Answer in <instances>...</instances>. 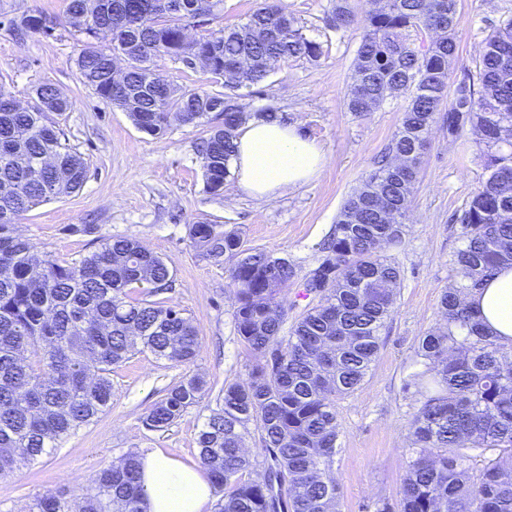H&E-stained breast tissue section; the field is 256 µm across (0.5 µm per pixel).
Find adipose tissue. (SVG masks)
<instances>
[{"mask_svg":"<svg viewBox=\"0 0 512 512\" xmlns=\"http://www.w3.org/2000/svg\"><path fill=\"white\" fill-rule=\"evenodd\" d=\"M231 170L238 189L258 200L316 178L325 157L297 125L253 118L236 132ZM467 307L500 343L512 344V267L497 269L482 288L469 295ZM148 512H206L213 494L208 469L192 466L161 451L141 459Z\"/></svg>","mask_w":512,"mask_h":512,"instance_id":"obj_1","label":"adipose tissue"}]
</instances>
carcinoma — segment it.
I'll use <instances>...</instances> for the list:
<instances>
[{
  "label": "carcinoma",
  "mask_w": 512,
  "mask_h": 512,
  "mask_svg": "<svg viewBox=\"0 0 512 512\" xmlns=\"http://www.w3.org/2000/svg\"><path fill=\"white\" fill-rule=\"evenodd\" d=\"M180 2L174 12L169 0H68L64 24L85 37L75 61L80 84L143 132L162 136L212 113L224 118L200 148L204 190L218 198L235 130L251 118L281 119L273 107L245 111L237 91L254 93L273 61H319L323 46L282 0H262L246 22L190 39L184 21L201 10L215 15L223 0ZM457 15L458 0H366L359 13L350 0H335L328 27L360 30L348 111L362 115L398 97L405 106L391 161L345 200L311 270L343 263L321 293L288 259L243 248L236 231L189 227L194 246L229 264L235 330L254 358L245 380L219 390L197 435L199 461L222 493L218 512H338L336 403L359 388L380 350L401 282L399 266L381 251L402 243L416 174L445 104L448 136L476 129L488 175L461 216L463 246L451 259L460 279L441 296L443 323L419 337L405 383L415 408L399 500H380L375 512H512V347L487 334L464 303L493 269L512 265V17L484 40L476 73L454 82ZM9 24L32 34L58 26L36 11ZM430 31L426 45L410 40ZM117 56L126 62L120 96L112 83ZM158 56L188 69L203 57L213 82L230 69L237 78L229 92L182 90L157 80ZM33 99L17 107L0 92V476L62 447L97 418L112 401V368L130 356L187 365L200 349L179 310L128 295L134 284L154 294L172 287L169 267L142 241L106 239L59 261L16 232L25 212L76 192L86 176L84 158L49 118L69 109L66 95L44 83ZM298 280L307 285L303 297L317 302L290 324L288 288ZM206 386L198 374L172 383L146 426H171ZM252 434L266 454L256 478L246 448ZM139 458L127 453L69 500L38 495L28 512H146Z\"/></svg>",
  "instance_id": "carcinoma-1"
}]
</instances>
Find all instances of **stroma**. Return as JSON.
I'll return each mask as SVG.
<instances>
[{
	"label": "stroma",
	"mask_w": 512,
	"mask_h": 512,
	"mask_svg": "<svg viewBox=\"0 0 512 512\" xmlns=\"http://www.w3.org/2000/svg\"><path fill=\"white\" fill-rule=\"evenodd\" d=\"M309 35L322 42L318 62L277 63L260 93L244 97L247 111L273 106L299 123L324 152L316 180L280 197L261 201L227 181L224 194L203 191L198 147L210 126H175L154 137L140 131L128 114L99 99L77 79L75 60L82 35L56 27L53 35L15 34L0 24V90L23 105L32 90L55 84L70 100L57 122L67 143L87 164L75 193L27 211L16 228L38 250L71 260L106 238L144 241L168 265L175 286L162 294L192 319L200 353L189 367H175L151 354L132 356L112 371V403L106 412L31 465L0 478V512H26L31 499L47 490L73 496L82 483L128 451L156 449L185 463L198 460L196 438L216 406L215 390L246 379L251 357L238 342L234 299L223 258L205 256L189 238L197 222L235 229L245 247L292 261L298 275L314 268L323 240L344 200L360 186L400 126L404 102L387 101L358 116L345 95L352 82L357 31L336 35L327 25L332 0H284ZM512 16V0H459L458 54L454 79L475 73L486 35ZM473 130L449 140L437 121L421 164L405 235L388 255L402 270L382 345L369 375L336 405L341 449L333 472L341 487V512H374L378 500L396 502L410 445L408 420L414 401L404 389L417 340L442 322L440 297L458 278L451 259L463 245L460 216L485 173ZM199 374L212 385L164 431L148 429L147 410L174 378Z\"/></svg>",
	"instance_id": "obj_1"
}]
</instances>
